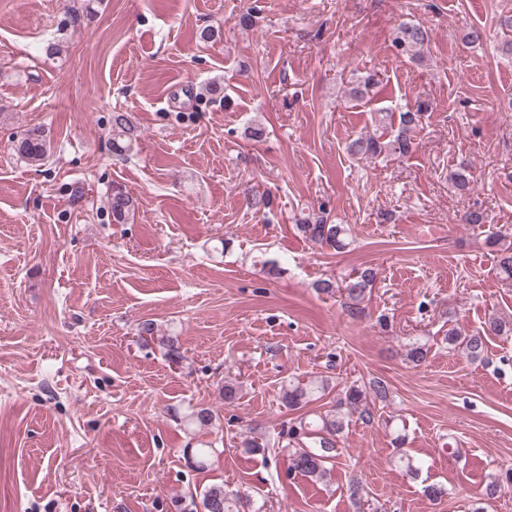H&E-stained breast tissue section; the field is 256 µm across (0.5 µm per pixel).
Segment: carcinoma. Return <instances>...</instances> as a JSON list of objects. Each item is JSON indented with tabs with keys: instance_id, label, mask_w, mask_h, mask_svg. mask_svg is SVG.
I'll list each match as a JSON object with an SVG mask.
<instances>
[{
	"instance_id": "carcinoma-1",
	"label": "carcinoma",
	"mask_w": 512,
	"mask_h": 512,
	"mask_svg": "<svg viewBox=\"0 0 512 512\" xmlns=\"http://www.w3.org/2000/svg\"><path fill=\"white\" fill-rule=\"evenodd\" d=\"M430 33L422 24L401 23L396 27L392 45L397 53L411 58H421L428 49ZM423 112L406 111L400 113L399 128L394 135L358 136L347 146L348 153L366 159H375L384 154L405 157L411 153L413 139L411 132L422 121ZM138 139L137 128L129 113L115 111L112 113L107 142L112 153L123 156L131 151ZM16 154L32 166L44 164L51 153V139L42 125H32L21 130L14 144ZM108 212L114 224H127L135 214L137 200L120 187L112 190L108 198ZM302 235L320 245L342 251L349 245L350 229L346 224H328L322 219L305 221L297 225ZM488 244L494 248L499 273L512 279V232L496 231L489 235ZM377 272L373 268H365L343 279L337 284L331 280H322L316 288L324 293L339 291L344 300V307L350 313L362 310L361 304L371 295ZM512 332V324L498 318H490L485 322L482 332L473 335H461L455 331L448 332V345L458 347L466 352L471 359L482 358L485 350V338L501 336ZM329 383L321 380L303 383L292 381L281 394L282 405L290 411H297L307 406L317 394H325ZM386 383L377 379L370 382L369 390L351 385L345 388L336 400V410L315 419L306 416L288 422L277 433V443L263 434L247 435L242 445L254 451H263L275 445L288 450L290 470L307 477L322 479L329 468L327 464L339 456V437L345 426L349 425V416L359 414L365 422L372 419V411L368 397L375 396L380 400L387 398ZM210 505L212 512H240L241 500L237 495L227 493L223 487L214 485L202 494V506Z\"/></svg>"
}]
</instances>
